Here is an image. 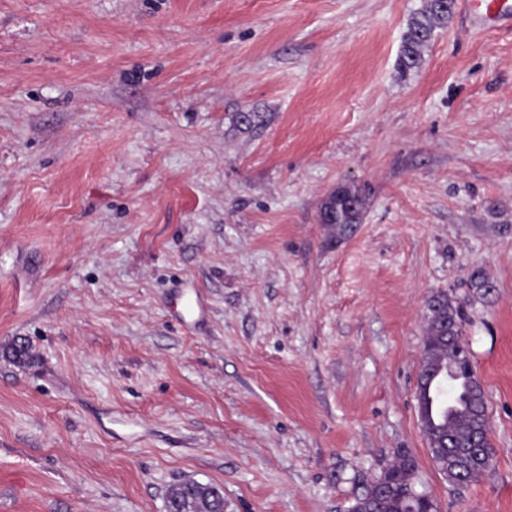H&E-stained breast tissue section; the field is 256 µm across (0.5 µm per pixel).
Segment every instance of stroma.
Instances as JSON below:
<instances>
[{"mask_svg":"<svg viewBox=\"0 0 512 512\" xmlns=\"http://www.w3.org/2000/svg\"><path fill=\"white\" fill-rule=\"evenodd\" d=\"M420 6L0 0V512H347L403 450L439 512H512V31L453 15L404 75ZM440 292L494 449L464 489L415 400ZM366 196L357 188L338 186L321 204L319 217L323 224H336L339 228L362 221ZM191 481L199 487H189L187 484L180 482L169 490L166 500L168 512L169 510L224 512V495L219 488L198 481ZM201 490H206L208 495H200Z\"/></svg>","mask_w":512,"mask_h":512,"instance_id":"1","label":"stroma"}]
</instances>
